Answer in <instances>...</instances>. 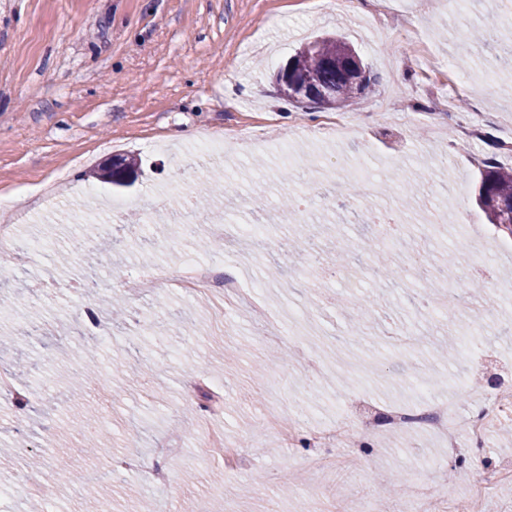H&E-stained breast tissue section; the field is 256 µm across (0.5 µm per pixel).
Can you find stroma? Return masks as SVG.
I'll use <instances>...</instances> for the list:
<instances>
[{
  "mask_svg": "<svg viewBox=\"0 0 512 512\" xmlns=\"http://www.w3.org/2000/svg\"><path fill=\"white\" fill-rule=\"evenodd\" d=\"M498 16V34L481 46L468 31ZM335 33L353 45L376 78L372 93L337 109H306L280 97L276 75L306 43ZM512 55V0H467L457 11L448 0H0V193L24 213L16 231L34 254L0 259L13 282L0 288V371L9 372L17 398H0V512H81L85 497L102 491L100 512H355L377 494L385 512H400L418 475L439 492V512H512V482L477 494L474 481L485 461H512V443L500 432L511 419L491 422L482 445L447 458L440 441L420 431L403 438L380 435L375 445L353 436L345 447L314 442L300 430L291 446L261 426L265 412L307 418L325 429L358 416L359 392L372 402L417 409L455 393L463 411L477 407L476 373L494 364L512 392V252L476 249L486 218L477 207L486 158L512 168V68L492 80L489 61ZM351 122L348 139H320V124ZM225 132L222 151L197 149L198 130ZM164 141L166 152L148 145ZM132 153L141 160L126 188L101 192L141 209L139 223L116 224L112 244L75 223L76 214L100 213L87 195L93 167ZM365 169L376 193H356L352 175ZM223 171L228 193L204 199L209 178ZM422 177L419 197L401 207L398 182ZM192 196L193 206H157L158 197ZM326 197L308 222H278L286 196ZM400 220L385 280L373 278L372 257L349 251L362 269L356 295L374 299L378 327L353 336L350 310L336 299L343 286L327 276L325 261L340 242L381 236L375 213ZM221 215L243 234L225 243L182 234L194 214ZM290 236L309 237L304 251L284 252ZM260 241L250 269L234 258L245 240ZM463 257L450 285L483 290L456 316L440 312L433 330L462 336L470 316L485 318L471 349L456 365L440 348L414 336L413 351L391 342L392 330L410 331L411 301L425 281L438 277L449 251ZM205 254L220 271L263 283L262 301L274 312H293L302 333L295 350L261 344L254 309L240 308L213 326L208 302L171 290L143 295L139 273L176 269L186 256ZM76 281H97L123 297V320L87 334L79 313L92 296L72 293ZM33 301L15 309L17 295ZM170 331L160 334L157 322ZM144 363L149 377L130 376ZM94 366L97 378L74 397L58 385L61 373ZM105 418L107 438L95 456L82 447L81 405ZM220 433L237 448L222 461L204 445ZM68 437L69 480L46 492L20 485L31 457L52 462L58 435ZM179 448L155 456L158 442ZM139 468L120 475L111 461Z\"/></svg>",
  "mask_w": 512,
  "mask_h": 512,
  "instance_id": "obj_1",
  "label": "stroma"
}]
</instances>
